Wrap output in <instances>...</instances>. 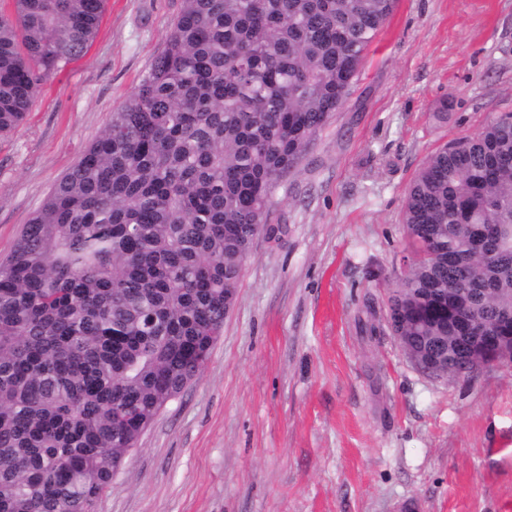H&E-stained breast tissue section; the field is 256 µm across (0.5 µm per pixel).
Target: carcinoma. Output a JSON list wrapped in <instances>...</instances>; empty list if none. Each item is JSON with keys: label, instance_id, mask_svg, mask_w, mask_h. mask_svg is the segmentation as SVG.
Masks as SVG:
<instances>
[{"label": "carcinoma", "instance_id": "1", "mask_svg": "<svg viewBox=\"0 0 512 512\" xmlns=\"http://www.w3.org/2000/svg\"><path fill=\"white\" fill-rule=\"evenodd\" d=\"M105 0L0 11V134L96 37ZM163 52L0 264V512H96L129 448L203 370L272 195L345 104L397 0H183ZM389 311L404 350L512 313V113L431 154ZM443 375L468 377L455 359Z\"/></svg>", "mask_w": 512, "mask_h": 512}]
</instances>
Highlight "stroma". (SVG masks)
Returning a JSON list of instances; mask_svg holds the SVG:
<instances>
[{"mask_svg":"<svg viewBox=\"0 0 512 512\" xmlns=\"http://www.w3.org/2000/svg\"><path fill=\"white\" fill-rule=\"evenodd\" d=\"M182 0H106L87 53L0 135V261L164 49ZM451 100L447 116L436 109ZM512 113V0H399L276 189L203 372L96 512H512V363L419 370L389 297L427 157Z\"/></svg>","mask_w":512,"mask_h":512,"instance_id":"1","label":"stroma"}]
</instances>
